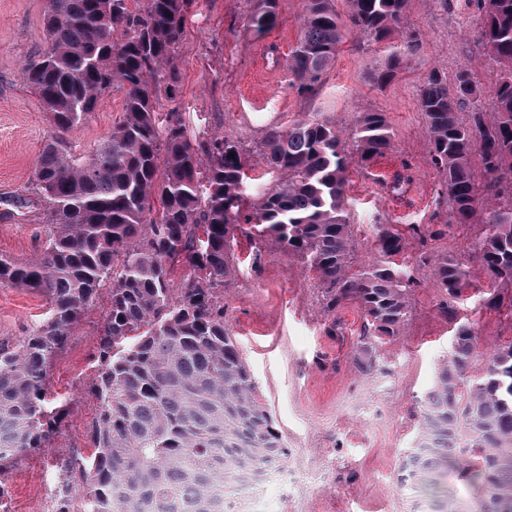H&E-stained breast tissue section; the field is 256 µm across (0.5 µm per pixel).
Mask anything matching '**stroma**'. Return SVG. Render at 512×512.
<instances>
[{"mask_svg": "<svg viewBox=\"0 0 512 512\" xmlns=\"http://www.w3.org/2000/svg\"><path fill=\"white\" fill-rule=\"evenodd\" d=\"M250 0H195L186 33L171 68L178 78V104L190 135L221 132L254 148L272 126L319 112L337 129H349L356 113H385L391 147L369 166L352 165L346 209L358 241V259H376V227L394 224L407 233V256L415 279L411 315L399 334L378 345L375 365L356 374L351 361L362 319L353 305L327 312L323 288L305 264L271 242L238 238L230 260L235 275L224 291V321L274 420L287 450L286 467L325 472L326 483L289 495L270 491L265 512H421L422 501L398 479L399 458L412 447L419 426L418 402L438 365L448 360L452 326L440 314L444 294L427 258L446 254L469 265L474 286L461 308L478 332L469 376H480L500 337L512 335V319L487 308L491 284L477 255L480 227L453 225L429 242L410 233L414 224H434L446 204L437 195L441 175L430 162L425 117L418 92L431 68L455 75L470 66L487 87L495 64L474 43L481 16L467 0H409L402 34L381 44L342 46L319 90L303 96L290 86L284 65L300 29L303 0H278V19L265 33L247 27ZM44 0H0V256L29 261L40 256L49 219L36 194L34 171L54 128L37 94L23 81L22 65L47 46ZM420 47L407 56L395 79L380 88L368 80L403 34ZM115 90L88 119L65 132L74 153L92 151L123 116ZM110 298L101 288L75 337L49 374L52 393L68 413L53 448L15 461L0 476L14 512H41L51 504L55 464L73 450H87V430L97 413L88 392L96 377L95 355ZM45 300L25 288L0 287V339L27 335ZM343 338L330 336L332 321Z\"/></svg>", "mask_w": 512, "mask_h": 512, "instance_id": "35a3bbf8", "label": "stroma"}]
</instances>
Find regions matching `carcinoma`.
I'll list each match as a JSON object with an SVG mask.
<instances>
[{"label":"carcinoma","mask_w":512,"mask_h":512,"mask_svg":"<svg viewBox=\"0 0 512 512\" xmlns=\"http://www.w3.org/2000/svg\"><path fill=\"white\" fill-rule=\"evenodd\" d=\"M295 47L285 66L301 95L318 90L345 39L381 43L401 27L408 0H348L347 21L336 0H304ZM482 23L475 42L498 64L479 104L472 71L448 77L432 69L418 92L430 160L441 174L447 208L434 240L452 224H479L482 268L500 288L490 299L512 317V0H470ZM192 0H46L47 48L22 67V79L50 112L55 133L34 173L49 215L39 258H0V287L43 295L41 323L25 336L0 339V419L13 429L10 463L53 447L64 405L47 399L48 376L100 288L109 306L97 347L98 404L92 444L58 461L53 512H230L222 473L286 455L237 342L224 326V288L234 274L231 244L240 231L271 240L298 257L324 289L328 311L354 305L362 318L353 352L362 374L376 344L397 336L410 315L411 280L395 258L407 240L393 224L378 227L379 257L350 272L358 252L345 189L352 161L366 166L391 146L383 112L355 116L349 137L310 113L267 129L255 155L280 174L252 212L244 195L246 150L219 132L187 136L181 113L163 112L158 93L174 102L176 79L165 66L183 41ZM277 21V0H254L257 34ZM417 37L370 73L389 84ZM119 89L124 114L93 151L70 155L59 137L85 122L101 98ZM189 269L179 283L174 263ZM431 272L456 301L472 288L469 267L435 255ZM453 350L419 406L420 427L401 457V479L430 512H512V339L497 343L483 375L467 379L476 331L456 308ZM78 475L85 495H72ZM462 480L460 498L448 478Z\"/></svg>","instance_id":"cac0c4a2"}]
</instances>
